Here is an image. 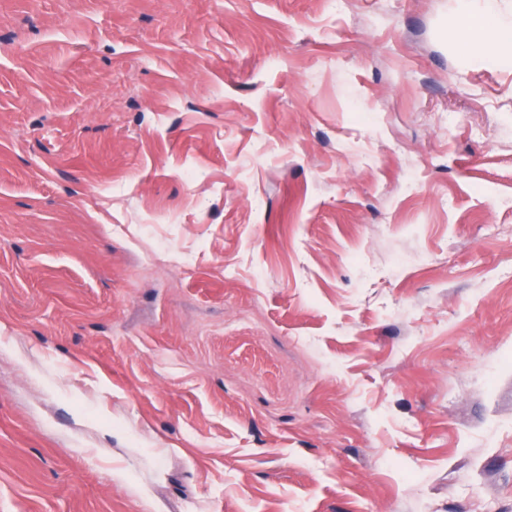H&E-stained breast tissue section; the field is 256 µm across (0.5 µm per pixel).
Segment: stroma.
<instances>
[{"label":"stroma","instance_id":"obj_1","mask_svg":"<svg viewBox=\"0 0 512 512\" xmlns=\"http://www.w3.org/2000/svg\"><path fill=\"white\" fill-rule=\"evenodd\" d=\"M458 0H0V512H512V62Z\"/></svg>","mask_w":512,"mask_h":512}]
</instances>
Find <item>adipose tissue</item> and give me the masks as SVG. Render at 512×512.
<instances>
[{
    "instance_id": "obj_1",
    "label": "adipose tissue",
    "mask_w": 512,
    "mask_h": 512,
    "mask_svg": "<svg viewBox=\"0 0 512 512\" xmlns=\"http://www.w3.org/2000/svg\"><path fill=\"white\" fill-rule=\"evenodd\" d=\"M477 9V25L463 24L455 30L454 41L466 50L484 54L490 59L512 56V16H504L497 0H467Z\"/></svg>"
}]
</instances>
